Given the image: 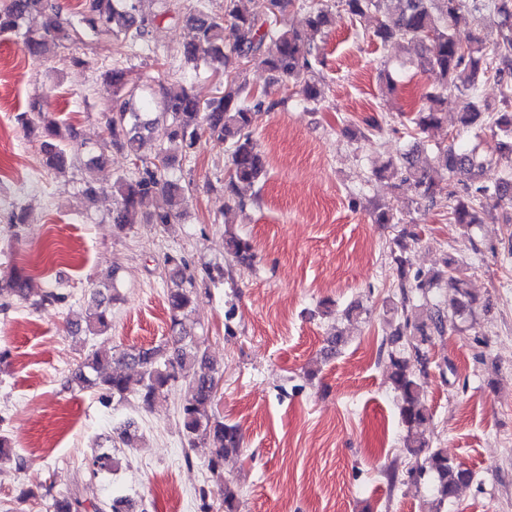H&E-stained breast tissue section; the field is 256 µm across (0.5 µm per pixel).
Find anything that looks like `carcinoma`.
<instances>
[{"label": "carcinoma", "mask_w": 512, "mask_h": 512, "mask_svg": "<svg viewBox=\"0 0 512 512\" xmlns=\"http://www.w3.org/2000/svg\"><path fill=\"white\" fill-rule=\"evenodd\" d=\"M252 2L253 9L243 10L236 0H225L222 15L211 13L206 0H196L192 6L187 23L193 35L183 44V63L198 67L202 52L212 73L223 78V89L205 102L184 87L171 91L161 85L147 92L129 84L126 70L118 65L103 73L112 96V108L103 113L105 146L125 155L134 166L132 175H120L113 183V223L152 224L161 231L178 223L185 187L172 179L171 168L206 135L227 143L229 167L224 194L229 199L239 197L242 188L259 180L266 171V160L252 138L251 127L255 110L264 105L267 92L249 86V67L270 72L276 83L292 84L306 102L318 104L325 98L316 63L319 42L336 19L330 6L324 0H309L306 31L301 33L277 26L278 19L293 9L297 0ZM482 2L501 18L499 37L492 42L462 30L468 7ZM336 8L351 20L370 12L380 15L373 40L382 45L419 43L423 48L420 69L434 71L440 79L439 86L425 94L426 105L407 118L414 139L412 148L400 155L398 162L375 169L374 175L410 183L415 203L431 206L435 205L434 174L448 177V220L466 228L480 223L479 213L485 207L512 205V171L493 170L490 161L481 160L467 147L468 135L487 129L499 149L512 153V0H337ZM79 15L78 24L65 26L51 0H4L0 3V35L15 37L32 58L61 54L68 64L84 68L92 65L91 60L71 53V46L85 43L90 36H109L118 42L120 53L135 54L147 45L153 24V18L143 13L141 0H80ZM36 16L42 18L41 27L24 28L26 20ZM226 18L234 35L230 44L225 43ZM490 79L500 87L502 108L496 111L479 99L480 84ZM446 92L460 100L456 133L448 138L447 146L437 150L431 171L419 165V154L424 150L421 135L441 125ZM161 120L165 121L163 141L155 157L147 160L140 155L141 143L155 133ZM17 121L30 131L41 128V165L45 170L63 173L74 165L75 157L66 141L76 138L75 129L69 126L61 131L45 116L40 100H31ZM419 241L412 226L402 228L396 238L399 253L393 261L399 277L402 319L388 338L386 368L399 397V418L405 430L402 451L410 461L408 477L416 482L427 480L430 493L442 506L451 503L474 475L448 457L444 449L432 447L421 432L430 418L421 381L425 375L421 344L452 332L456 318L473 313L477 296L467 288L468 263L461 258L447 257L442 268L431 273L409 274L402 252ZM225 248L238 261L253 258L252 245L240 237L229 236ZM165 266L170 282L166 292L173 333L170 343L110 355L94 350L69 383L94 390L105 407L134 400L143 409L151 407L173 385L184 386L179 419L187 442L185 462L191 465L202 460L217 478V495L224 512H238L239 490L224 476V460L240 451L243 434L238 425L212 412L222 373L185 323L197 297L195 277L185 273L181 258L169 256ZM440 282L449 290L444 304L429 299L432 287ZM414 290L422 298L418 313L408 309ZM3 292L35 309L66 299L58 288L31 293L28 276L18 269L12 270L6 288L0 289V294ZM115 300L111 286L94 290L84 315L68 321L70 333L107 332L112 326ZM198 448L203 453L197 459L192 452ZM115 466L107 448L88 458L94 476L109 473ZM45 496L50 500L49 512H122L129 505L126 498L91 501L76 490L56 492L52 485L45 487Z\"/></svg>", "instance_id": "cac0c4a2"}]
</instances>
